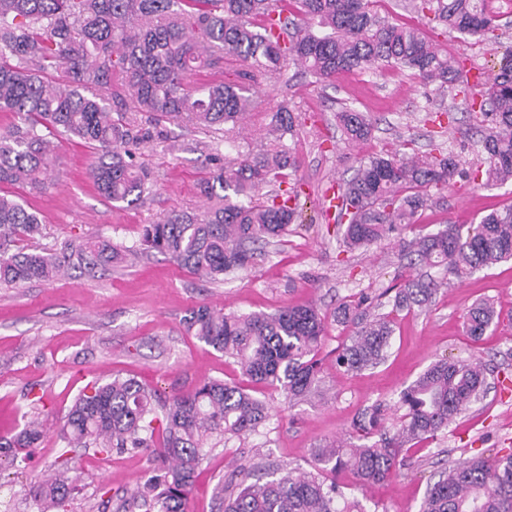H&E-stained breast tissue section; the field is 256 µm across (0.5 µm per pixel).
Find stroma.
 <instances>
[{"label": "stroma", "mask_w": 512, "mask_h": 512, "mask_svg": "<svg viewBox=\"0 0 512 512\" xmlns=\"http://www.w3.org/2000/svg\"><path fill=\"white\" fill-rule=\"evenodd\" d=\"M499 2L506 22L480 41L420 18L403 0L375 4L391 21L419 26L463 62L472 82L462 92L428 95L413 72L390 68L344 73L328 82L294 67L262 76L252 91L240 142L259 150L266 141L264 116L280 103L299 114L291 147L301 183L302 221L258 254L248 269L212 281L153 251L128 266L75 269L53 283L0 287V437L20 431L35 413L46 422L26 464L0 471V512H36L16 493L57 467L63 447L59 418L85 386L117 375L136 377L164 398L190 393L203 379H221L250 386L266 403L270 418L259 433L217 444L204 457L189 512H224L216 485L240 465H252L255 453H262L267 465L307 470L313 448L350 436L353 420L375 401L389 404V417H396L400 391L444 356L486 368L484 398L448 430L408 450L401 473L362 489L350 471L341 470L337 484L361 500L366 512H419L429 486L448 464L512 451V393L502 389L503 380L512 381V324L501 323L478 340L463 330L464 314L478 299H495L498 309L512 313V260L442 288L428 312L399 314L386 360L361 373L337 368L336 350L350 331L329 323L318 352L324 395L295 405L279 389L249 384L233 359L200 342L183 323L188 309L204 303L241 313L312 304L329 313L342 297L360 292L375 297L399 283L396 239L345 251L335 220L321 209V196L349 179L361 160L403 141H411L420 156L452 153L462 172L453 188H429L431 201L417 221L418 233L475 224L487 212L512 205V182L485 186V153L476 123L467 116L468 105L479 99L512 52V0ZM346 108L365 112L372 121L368 142L344 143L336 114ZM159 130L136 152L137 162L151 169L152 180L143 203L131 208L99 195L89 179L98 150L53 133L52 186L42 192L11 189L40 212L46 226L40 246L56 249L69 239L104 236L135 247L142 225L175 211L202 212L198 182L210 171L212 157L227 155L223 132L183 119L163 121ZM38 399L44 406L37 411L33 404ZM148 467L145 452L71 451L68 474L77 478L79 488L74 512H113Z\"/></svg>", "instance_id": "obj_1"}]
</instances>
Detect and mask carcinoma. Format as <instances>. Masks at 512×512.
<instances>
[{
    "label": "carcinoma",
    "instance_id": "cac0c4a2",
    "mask_svg": "<svg viewBox=\"0 0 512 512\" xmlns=\"http://www.w3.org/2000/svg\"><path fill=\"white\" fill-rule=\"evenodd\" d=\"M182 1L186 8L175 10ZM288 0H0V112L17 116L0 133V186L29 184L42 190L53 142L42 131H63L103 151L89 177L105 198L128 207L139 204L150 172L133 161L134 150L152 140L150 127L120 115L110 103L170 118L187 117L204 126H224V143L236 156L216 162L199 184L211 203L202 215L175 214L141 227V246L170 256L207 278L248 268L255 246L288 234L300 217L297 187L267 199L262 190L296 166L288 140L295 116L282 104L267 114L268 142L257 153L243 150L236 126L251 106L250 83L287 64L321 79L382 66L410 70L437 92L463 82L462 68L447 51L430 43L418 26L391 22L373 0H293L300 21L282 17ZM495 0H415L414 11L462 36L482 39L500 21ZM240 66L233 81L191 85L188 74L217 54ZM63 68L71 81L41 77ZM123 77L121 87L112 78ZM489 109L479 114L487 155L485 185L512 182V53L485 91ZM344 141L358 145L372 135L366 115L353 108L337 113ZM404 151L381 152L360 162L339 186L336 223L349 251L367 248L392 234L401 236L399 255L407 266L435 269L407 276L388 295V313L372 311L368 295H349L333 321L354 334L337 349L336 365L347 373L377 367L387 357L394 333L391 314L425 311L445 280L461 281L481 268L512 259V206L482 216L478 223L448 224L410 239L426 208L431 186H448L458 174L450 153L422 158ZM41 214L18 197L0 193V285L58 279L70 269L128 262L136 254L108 240L74 239L54 252L26 242L43 235ZM184 321L199 341L230 356L255 383L276 386L296 403L315 394L317 352L327 317L315 306L272 313H225L207 305ZM502 314L489 299L474 302L464 316L467 335L478 340L498 326ZM488 389L485 368L469 360L441 357L399 395L400 421L386 426L387 406L375 403L353 422L356 439H339L313 449L312 469L269 474L235 486L219 484L224 512H363L336 485V471L351 470L363 485L397 473L400 449L432 439L448 428ZM269 419L266 404L239 386L204 380L188 395L160 403L155 391L135 378L94 383L68 408L60 430L67 448L106 454L150 452L151 467L137 492L116 512H186L198 464L213 440L258 432ZM43 424L30 420L0 441V463H22L43 437ZM372 443H367V440ZM69 459L40 478L25 497L38 512H73L77 485L66 476ZM419 512H512V453L475 457L446 467L428 489Z\"/></svg>",
    "mask_w": 512,
    "mask_h": 512
}]
</instances>
